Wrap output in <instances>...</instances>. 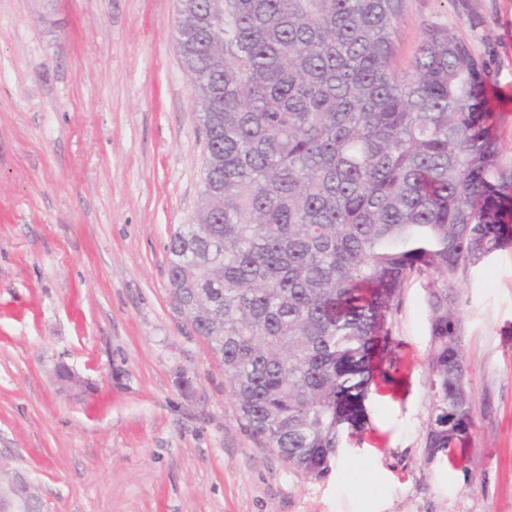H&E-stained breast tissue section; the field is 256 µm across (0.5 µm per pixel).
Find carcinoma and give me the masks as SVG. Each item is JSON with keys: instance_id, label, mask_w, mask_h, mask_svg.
<instances>
[{"instance_id": "carcinoma-1", "label": "carcinoma", "mask_w": 512, "mask_h": 512, "mask_svg": "<svg viewBox=\"0 0 512 512\" xmlns=\"http://www.w3.org/2000/svg\"><path fill=\"white\" fill-rule=\"evenodd\" d=\"M400 0H179L176 47L207 152L169 245L170 303L224 365L240 423L321 478L365 430L385 312L428 277L429 461L472 424L455 279L512 212L487 59L427 30L394 67Z\"/></svg>"}]
</instances>
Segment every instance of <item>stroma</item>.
<instances>
[{"label": "stroma", "instance_id": "stroma-1", "mask_svg": "<svg viewBox=\"0 0 512 512\" xmlns=\"http://www.w3.org/2000/svg\"><path fill=\"white\" fill-rule=\"evenodd\" d=\"M176 26V0H0V458L44 512H512V246L457 277L473 417L457 466L425 456L418 274L388 316L397 382L324 478L242 429L169 302L167 247L203 178ZM431 27L490 60L512 171V0H401L399 68Z\"/></svg>", "mask_w": 512, "mask_h": 512}]
</instances>
